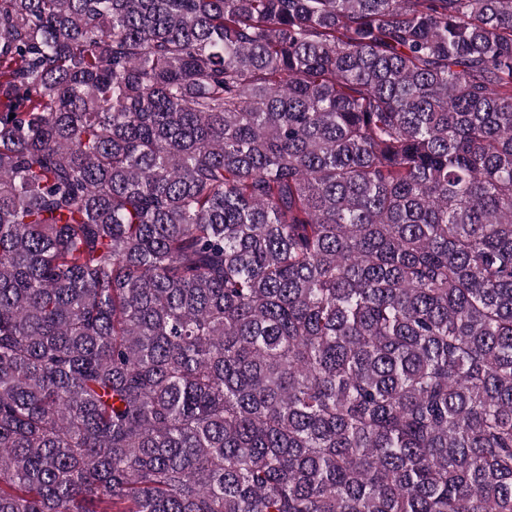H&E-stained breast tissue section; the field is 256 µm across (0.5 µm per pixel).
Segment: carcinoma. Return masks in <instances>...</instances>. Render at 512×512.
I'll list each match as a JSON object with an SVG mask.
<instances>
[{"label":"carcinoma","mask_w":512,"mask_h":512,"mask_svg":"<svg viewBox=\"0 0 512 512\" xmlns=\"http://www.w3.org/2000/svg\"><path fill=\"white\" fill-rule=\"evenodd\" d=\"M0 512H512V0H0Z\"/></svg>","instance_id":"obj_1"}]
</instances>
